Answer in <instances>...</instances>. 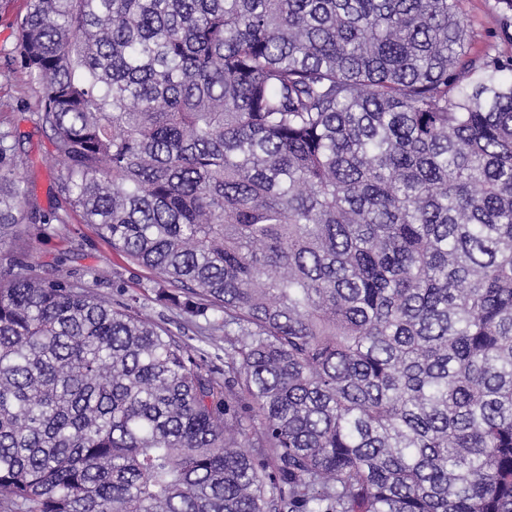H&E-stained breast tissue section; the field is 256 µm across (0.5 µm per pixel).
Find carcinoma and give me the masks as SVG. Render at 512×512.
Returning a JSON list of instances; mask_svg holds the SVG:
<instances>
[{
	"label": "carcinoma",
	"instance_id": "carcinoma-1",
	"mask_svg": "<svg viewBox=\"0 0 512 512\" xmlns=\"http://www.w3.org/2000/svg\"><path fill=\"white\" fill-rule=\"evenodd\" d=\"M0 238V512H512V56L460 0H26ZM152 300L224 334V368ZM30 98L32 91L26 88L20 75L7 80L0 76V123L14 127L24 136L27 165L21 173L33 181L34 194L45 205L56 166L51 161L49 137L36 128L30 120V111L24 107ZM31 237L30 246L22 254H16L22 261L38 264L48 275L55 272L57 259L67 254L68 262L73 268L96 267L109 271V281L100 288V294L106 299H113L112 280H121L130 292L140 290L145 285H152V274L145 268L132 264L112 252L111 247L102 240L91 224H81L77 217L72 218L65 238ZM143 312L145 314H148L153 319L156 320H163L166 323H168V326L171 327L172 330L176 331L179 330V325H181V331L183 338L191 345L197 346L200 343L198 342L199 333L197 332L198 329L191 324H184L182 323V320L175 315L173 312L162 308L160 305L148 302L145 305V308L143 309ZM163 315V316H162ZM184 327V329H183Z\"/></svg>",
	"mask_w": 512,
	"mask_h": 512
}]
</instances>
